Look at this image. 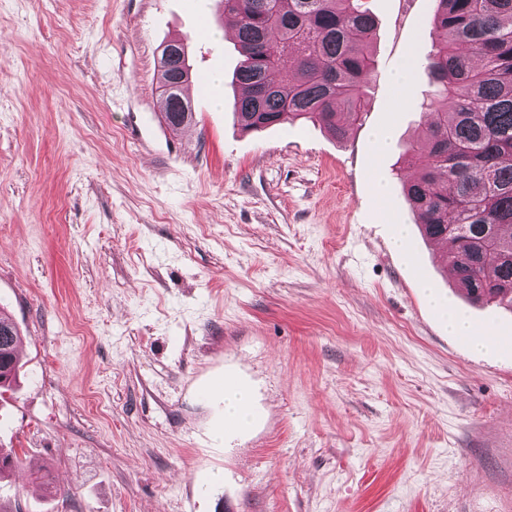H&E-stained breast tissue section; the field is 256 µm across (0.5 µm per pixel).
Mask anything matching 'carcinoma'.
<instances>
[{
	"mask_svg": "<svg viewBox=\"0 0 512 512\" xmlns=\"http://www.w3.org/2000/svg\"><path fill=\"white\" fill-rule=\"evenodd\" d=\"M237 30L241 93L232 111L259 131L304 119L346 138L361 121L375 61L376 19L364 0H220ZM429 90L419 104L427 154L405 153L403 189L428 240L447 244L450 276L474 304L512 308V0H435ZM184 41L158 64L160 110L179 128L193 120L182 90L191 77ZM289 61L291 72L273 73ZM0 384L17 375L20 331L0 316ZM21 467L0 448V481Z\"/></svg>",
	"mask_w": 512,
	"mask_h": 512,
	"instance_id": "obj_1",
	"label": "carcinoma"
}]
</instances>
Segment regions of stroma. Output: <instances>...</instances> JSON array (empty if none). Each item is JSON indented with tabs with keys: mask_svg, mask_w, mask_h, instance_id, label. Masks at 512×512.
Returning <instances> with one entry per match:
<instances>
[{
	"mask_svg": "<svg viewBox=\"0 0 512 512\" xmlns=\"http://www.w3.org/2000/svg\"><path fill=\"white\" fill-rule=\"evenodd\" d=\"M367 3L375 74L339 141L241 129L218 0H0V312L23 343L0 512H512V348L449 335L420 286L502 336L512 310L469 304L400 178L436 3ZM176 38L223 80L147 155L126 130ZM224 371L258 419L220 442L197 389Z\"/></svg>",
	"mask_w": 512,
	"mask_h": 512,
	"instance_id": "35a3bbf8",
	"label": "stroma"
}]
</instances>
